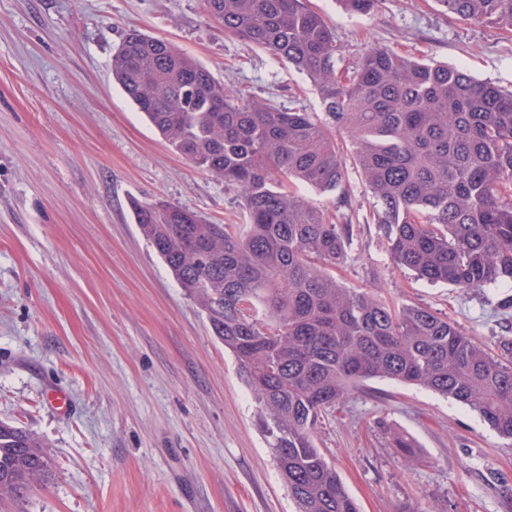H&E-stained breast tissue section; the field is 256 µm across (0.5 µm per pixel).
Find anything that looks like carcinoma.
<instances>
[{"mask_svg":"<svg viewBox=\"0 0 512 512\" xmlns=\"http://www.w3.org/2000/svg\"><path fill=\"white\" fill-rule=\"evenodd\" d=\"M439 2L467 25L512 33V0ZM206 7L305 73L324 118L246 100L172 43L128 33L113 78L174 151L238 193L245 223L208 224L161 201L135 205L134 219L237 359L299 512H359L316 433L366 380L439 393L512 439V329L494 352L430 307L346 287L328 269L356 236L349 201L300 192L343 191L353 170L373 198L364 223L397 267L462 292L512 288V92L382 46L341 68L335 31L306 0ZM390 446L418 461L408 437ZM48 477L41 440L0 421V507Z\"/></svg>","mask_w":512,"mask_h":512,"instance_id":"1","label":"carcinoma"}]
</instances>
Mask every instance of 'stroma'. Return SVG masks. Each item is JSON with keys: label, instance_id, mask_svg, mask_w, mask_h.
Here are the masks:
<instances>
[{"label": "stroma", "instance_id": "35a3bbf8", "mask_svg": "<svg viewBox=\"0 0 512 512\" xmlns=\"http://www.w3.org/2000/svg\"><path fill=\"white\" fill-rule=\"evenodd\" d=\"M342 63L370 46L431 54L512 90V35L457 21L439 0H377L348 15L310 0ZM168 40L226 86L320 115L312 81L246 46L203 0H0V421L45 445L50 477L20 512H297L234 356L134 221L131 200L211 223L241 200L173 151L112 78L129 30ZM360 231L347 287L436 309L493 345L507 289L462 293L390 260L373 199L346 186ZM71 399L67 415L51 390ZM412 438L406 464L390 433ZM318 446L360 512H512V441L466 406L373 379L331 410Z\"/></svg>", "mask_w": 512, "mask_h": 512}]
</instances>
